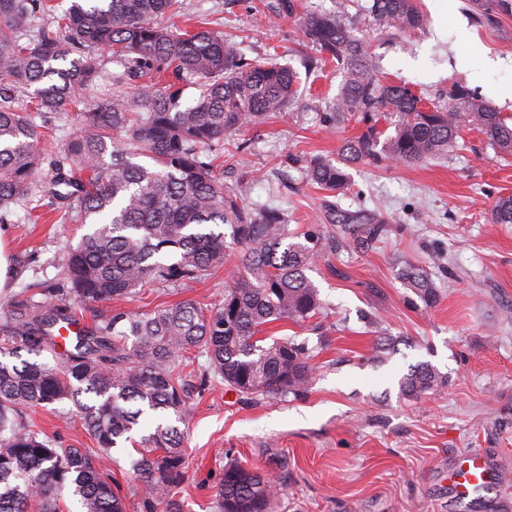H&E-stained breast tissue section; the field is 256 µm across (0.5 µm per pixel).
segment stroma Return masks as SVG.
Instances as JSON below:
<instances>
[{
	"label": "stroma",
	"mask_w": 512,
	"mask_h": 512,
	"mask_svg": "<svg viewBox=\"0 0 512 512\" xmlns=\"http://www.w3.org/2000/svg\"><path fill=\"white\" fill-rule=\"evenodd\" d=\"M280 2L182 0L163 23L191 30L203 21L248 58L276 55L296 67L311 47L296 17L279 13ZM371 44L383 78L407 84L425 106L443 104L460 82L512 115V14L487 17L471 0H449L444 25L432 20L399 39L378 30ZM341 80L326 67L301 82L289 112L224 140L218 178L249 202L282 209L290 230L316 246L309 276L320 313L266 329L307 341L313 380L299 394L259 402L219 379L195 389L181 426L186 468L175 497L181 512H214L224 466L238 462L278 481L282 512H512V224L491 220L495 201L512 195V163L467 129L448 156L414 166L360 164L347 188L325 192L295 159L335 157L344 139L362 132L353 121L334 130L320 122ZM342 215L357 220L343 236ZM82 233L51 209L35 224L15 210L5 230L14 274L0 289V317L28 285L60 276L66 243ZM240 267L235 255L196 280L149 282L121 303L77 304L76 314L90 326L118 310L146 313L184 300L213 309ZM412 269L434 282L435 306L411 288ZM383 337L396 341L395 351H376ZM422 362L445 384L408 398L399 382ZM24 419L58 446L94 445L69 404L25 410ZM137 448L132 440L113 449L112 477L126 512H162L131 469ZM463 453L487 458L494 478L460 503L448 494V471Z\"/></svg>",
	"instance_id": "obj_1"
}]
</instances>
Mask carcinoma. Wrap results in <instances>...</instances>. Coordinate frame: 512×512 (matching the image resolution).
I'll list each match as a JSON object with an SVG mask.
<instances>
[{"mask_svg":"<svg viewBox=\"0 0 512 512\" xmlns=\"http://www.w3.org/2000/svg\"><path fill=\"white\" fill-rule=\"evenodd\" d=\"M482 2L487 15L512 14V0ZM353 3L300 16L302 38L316 52L305 67L331 63L342 75L321 123L365 127L343 141L337 157L303 159L310 184L336 192L362 163L428 162L451 151L465 127L512 156V115L475 91L454 85L448 102L431 109L408 86L380 77L359 26L420 30L425 19L414 0H372L361 25L349 12ZM180 8V0H72L46 25L51 0H0V223L19 205L30 215L51 204L89 226L63 256V279L41 288L37 301L20 297L0 319V512H60L67 496L80 512H125L109 464L112 449L136 430L131 468L142 492L164 512H179L174 488L185 452L178 423L193 388L179 369L193 351L207 357L209 374L250 400L296 394L312 381L307 342L269 341L262 332L319 312L307 275L316 250L288 232L283 210L245 203L214 173L225 137L292 108L298 74L273 58H245L211 30L158 24ZM89 50L106 53L116 69L88 59ZM101 80L110 89L89 104L86 129L66 144L36 123L77 106ZM188 85L197 94L185 103ZM22 97L35 113L16 106ZM382 119L391 128L386 136L377 129ZM44 171L48 187L38 180ZM492 215L496 224H512V196L499 198ZM235 246L243 273L218 308L182 301L148 313L116 311L59 341L76 321L72 300L122 302L149 281L195 279L223 266ZM411 286L425 305L436 303L427 277H413ZM443 385L423 362L403 376L400 390L417 399ZM62 402L76 408L95 448L58 447L23 421L25 409ZM282 495L268 475L231 462L216 498L221 512H276Z\"/></svg>","mask_w":512,"mask_h":512,"instance_id":"carcinoma-1","label":"carcinoma"}]
</instances>
